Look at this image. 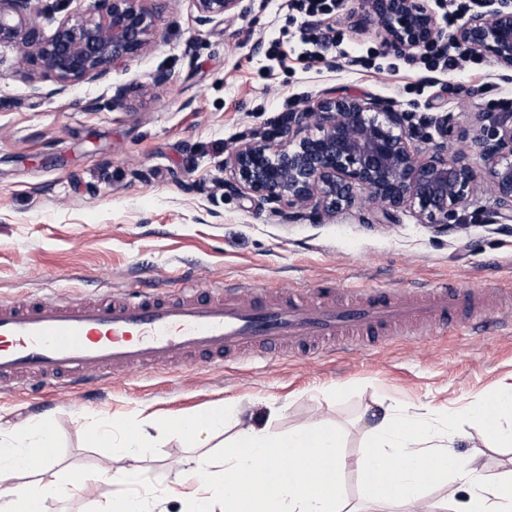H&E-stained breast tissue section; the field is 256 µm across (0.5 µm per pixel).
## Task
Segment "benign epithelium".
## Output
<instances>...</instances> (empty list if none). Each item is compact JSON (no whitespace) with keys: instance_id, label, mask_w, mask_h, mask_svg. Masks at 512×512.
Masks as SVG:
<instances>
[{"instance_id":"obj_1","label":"benign epithelium","mask_w":512,"mask_h":512,"mask_svg":"<svg viewBox=\"0 0 512 512\" xmlns=\"http://www.w3.org/2000/svg\"><path fill=\"white\" fill-rule=\"evenodd\" d=\"M33 0H0V45L17 49L18 65L31 66L34 93L52 97L104 77L110 68L146 54L159 36L149 0H84L75 18L59 21L47 36ZM194 23L205 27L243 10V0H195ZM360 28L379 30L398 52L420 50L441 34L429 0H362L354 18ZM452 40L479 57L512 71V4L487 0V10L470 15ZM426 131L410 126V113L380 98L340 96L313 99L302 112H289L268 130L241 139L224 160V194L248 199L255 209L284 221L317 223L355 206L359 194L383 219L415 209L441 236L456 230L478 179L496 199L493 223L512 233V113L484 112L474 135L455 126L451 115L436 116ZM470 139L483 161L474 170L466 156L448 153V138ZM416 137L432 147L423 156Z\"/></svg>"}]
</instances>
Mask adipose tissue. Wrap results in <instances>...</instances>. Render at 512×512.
<instances>
[{
    "instance_id": "obj_1",
    "label": "adipose tissue",
    "mask_w": 512,
    "mask_h": 512,
    "mask_svg": "<svg viewBox=\"0 0 512 512\" xmlns=\"http://www.w3.org/2000/svg\"><path fill=\"white\" fill-rule=\"evenodd\" d=\"M367 437L371 451L355 465L341 452L338 430L319 425L282 435L265 426L241 425L233 450L189 469L200 487L184 512H343L339 477L352 467L363 477L380 474L378 483L367 485L368 497L385 495L408 506L423 486L418 475L422 463L434 467L436 481L466 493L464 512H512V470L481 478L478 457L460 459L453 439H436L413 414L390 404L381 406ZM53 442V433L40 424L0 433V512H41L42 501L58 496L60 488L53 480L35 485L12 482L16 473L29 470L35 449ZM287 447L292 450L287 464L277 463L280 449ZM153 450L144 430L122 437L114 442L112 457L97 471L96 480L130 476L125 460ZM283 470L288 477L281 481L277 475ZM239 485L248 487L247 496L236 493Z\"/></svg>"
}]
</instances>
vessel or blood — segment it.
Returning <instances> with one entry per match:
<instances>
[{
	"mask_svg": "<svg viewBox=\"0 0 512 512\" xmlns=\"http://www.w3.org/2000/svg\"><path fill=\"white\" fill-rule=\"evenodd\" d=\"M343 293L338 300L295 288L278 297L228 280L211 291L105 290L91 299L1 301L0 384L70 389L133 367L165 370L190 356L221 365L431 336L451 323L475 329L486 296L445 282L409 290L354 284Z\"/></svg>",
	"mask_w": 512,
	"mask_h": 512,
	"instance_id": "1",
	"label": "vessel or blood"
}]
</instances>
